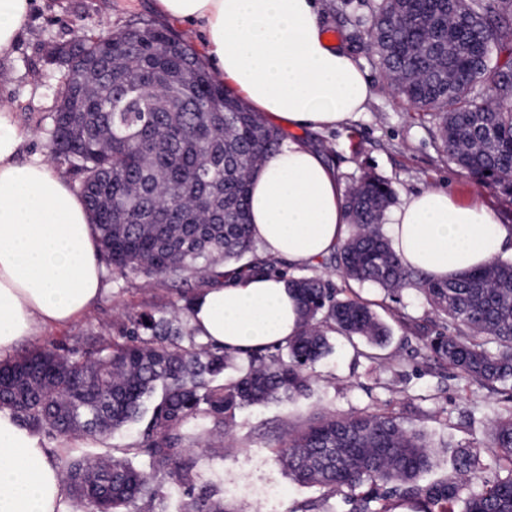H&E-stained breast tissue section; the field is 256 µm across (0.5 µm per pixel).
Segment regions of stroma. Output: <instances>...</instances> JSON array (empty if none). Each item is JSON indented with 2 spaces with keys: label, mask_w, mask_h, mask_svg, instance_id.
<instances>
[{
  "label": "stroma",
  "mask_w": 512,
  "mask_h": 512,
  "mask_svg": "<svg viewBox=\"0 0 512 512\" xmlns=\"http://www.w3.org/2000/svg\"><path fill=\"white\" fill-rule=\"evenodd\" d=\"M149 0H32L26 29L12 56L0 58V102L15 106L27 129L26 155L49 152L45 134L58 105V72L45 62L48 48L73 39L80 29L109 34L132 18H151ZM372 0H322V19L329 39L348 50L366 71L373 97L366 112L347 125L325 131L318 139L345 181L372 172L386 179L397 198L428 186H443L457 202L482 203L512 226V197L481 186L460 172L437 147L432 127L392 91L360 33L371 16ZM323 276L334 280L343 295L371 304L390 334L369 359L360 342L330 335L331 351L313 368L310 391L292 401L269 402L237 410L227 434L186 446L183 455L196 459L197 490L220 489L226 507L246 512H352L364 488L334 490L297 485L277 452L288 429L301 428L329 413L397 414L404 424L426 432L435 464L420 484L446 479L458 449L481 450L480 476L493 482L501 470L489 450L494 420L504 412L512 386L488 390L458 376L447 363L422 355V339L435 331L452 332L436 321L418 291L407 289L390 298L373 286L345 283L335 267ZM171 279L131 274L111 280L98 305L76 323L35 337V344L72 340L89 329L122 322L127 313L166 305Z\"/></svg>",
  "instance_id": "obj_1"
}]
</instances>
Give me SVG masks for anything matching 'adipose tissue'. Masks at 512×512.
Returning <instances> with one entry per match:
<instances>
[{
  "label": "adipose tissue",
  "mask_w": 512,
  "mask_h": 512,
  "mask_svg": "<svg viewBox=\"0 0 512 512\" xmlns=\"http://www.w3.org/2000/svg\"><path fill=\"white\" fill-rule=\"evenodd\" d=\"M29 9V0H0V57L13 53ZM152 9L197 31L213 77L290 132L250 180L260 254L304 267L336 251L350 232L348 187L301 132L347 125L365 111L371 84L351 54L326 39L320 0H152ZM24 140L16 109L1 105L0 361L31 337L73 324L106 290L82 196L46 156L22 159ZM388 234L405 266L446 280L490 264L512 228L492 209L459 204L432 186L392 210ZM190 323L202 341L238 358L287 345L300 330L294 293L268 274L206 288ZM0 512H73L57 462L6 410Z\"/></svg>",
  "instance_id": "obj_1"
}]
</instances>
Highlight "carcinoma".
I'll list each match as a JSON object with an SVG mask.
<instances>
[{
  "mask_svg": "<svg viewBox=\"0 0 512 512\" xmlns=\"http://www.w3.org/2000/svg\"><path fill=\"white\" fill-rule=\"evenodd\" d=\"M364 36L397 96L432 117L448 160L512 196V0H374ZM69 47L47 61L62 72L46 130L53 159L75 177L112 273L176 276L183 287L171 311L130 314L115 332L90 330L71 346L53 341L0 363V410L37 434L92 441L144 420L142 440L124 454L171 470L188 497L179 512H228L193 496L197 462H177L185 445L223 431L240 408L306 395L329 334L379 344L389 329L321 275L290 276L257 256L249 179L284 135L217 81L187 40L143 22L108 35L84 29ZM393 199L374 175L349 187L351 235L337 271L388 294L415 288L455 330L426 337L424 357L490 390L512 381V260L429 280L402 264L385 234ZM230 261L234 276L283 277L299 297L300 332L249 355L226 380L228 355L198 339L189 314ZM488 447L504 476L480 489L474 447L459 451L448 479L419 484L433 465L426 434L389 413L326 416L281 439L280 457L304 487L367 482L420 512H512V407ZM61 469L76 506L92 512H155L164 496L127 459L82 457Z\"/></svg>",
  "mask_w": 512,
  "mask_h": 512,
  "instance_id": "carcinoma-1",
  "label": "carcinoma"
}]
</instances>
